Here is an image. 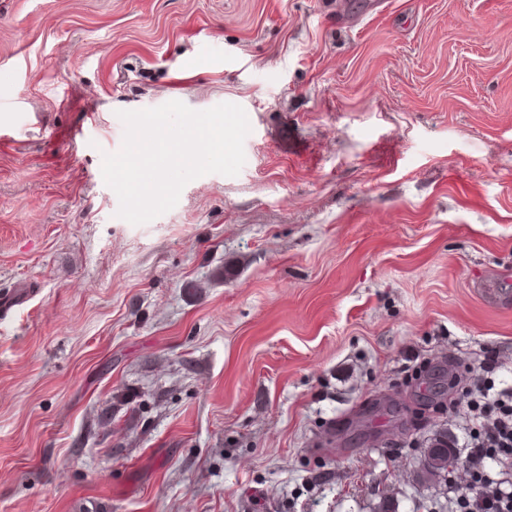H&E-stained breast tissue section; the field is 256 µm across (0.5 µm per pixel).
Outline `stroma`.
<instances>
[{"mask_svg":"<svg viewBox=\"0 0 512 512\" xmlns=\"http://www.w3.org/2000/svg\"><path fill=\"white\" fill-rule=\"evenodd\" d=\"M172 100L246 161L133 225ZM511 280L512 0H0V512H456Z\"/></svg>","mask_w":512,"mask_h":512,"instance_id":"obj_1","label":"stroma"}]
</instances>
